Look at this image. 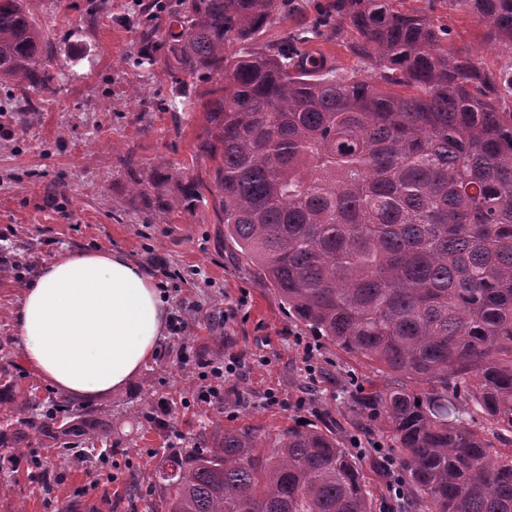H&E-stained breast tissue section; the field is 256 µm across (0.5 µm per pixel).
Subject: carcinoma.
Masks as SVG:
<instances>
[{"mask_svg":"<svg viewBox=\"0 0 512 512\" xmlns=\"http://www.w3.org/2000/svg\"><path fill=\"white\" fill-rule=\"evenodd\" d=\"M283 0H143L133 65L189 89L211 82L199 149L224 235L291 318L412 386L356 402L383 418L419 512H512V73L467 49L448 26L394 0H332L350 49L378 78L307 50L302 26L251 46ZM486 19V43L512 53V0H442ZM166 20L163 45L157 23ZM237 43L234 55L226 47ZM50 55L26 0H0V82L54 94ZM190 180L166 212L203 198ZM102 414L39 403L0 386V448L33 435L72 451L108 445ZM148 480L166 512H371L351 451L336 435L290 425L199 435Z\"/></svg>","mask_w":512,"mask_h":512,"instance_id":"1","label":"carcinoma"}]
</instances>
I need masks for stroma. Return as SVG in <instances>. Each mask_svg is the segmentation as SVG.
I'll return each mask as SVG.
<instances>
[{
  "label": "stroma",
  "instance_id": "obj_1",
  "mask_svg": "<svg viewBox=\"0 0 512 512\" xmlns=\"http://www.w3.org/2000/svg\"><path fill=\"white\" fill-rule=\"evenodd\" d=\"M329 0H289L288 10L256 40L278 42L299 23L313 22ZM407 11L440 17L451 48L476 51L492 69L512 68V56L483 42L485 20L430 0H398ZM44 45L52 51L56 95L40 118L19 126L8 118L12 89L0 85V125L10 129L0 149V256L25 264L0 276V352L38 400L55 392L22 360L14 314L24 286L61 254L120 250L152 268L170 315L184 331L168 332L159 352L125 388L94 404L111 411L104 454L60 456L30 440L14 465L0 469V512H71L74 502L100 498L108 512H163L149 473L162 454L181 453L199 434L244 425L275 436L289 424L336 433L358 459L372 512H404L409 494L394 496L396 453L381 421L351 410L354 397L383 390L390 379L377 365L312 335L288 318L279 300L239 258L213 195L162 214L157 202L180 196L187 178L210 183L215 166L198 148L201 128L167 110L177 99L171 78L146 77L133 66L128 26L138 0H28ZM227 365L221 398H198L203 362ZM168 411L153 412L158 401Z\"/></svg>",
  "mask_w": 512,
  "mask_h": 512
}]
</instances>
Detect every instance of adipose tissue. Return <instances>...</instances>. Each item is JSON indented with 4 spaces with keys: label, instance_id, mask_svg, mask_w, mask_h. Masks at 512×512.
I'll use <instances>...</instances> for the list:
<instances>
[{
    "label": "adipose tissue",
    "instance_id": "ef3b65f1",
    "mask_svg": "<svg viewBox=\"0 0 512 512\" xmlns=\"http://www.w3.org/2000/svg\"><path fill=\"white\" fill-rule=\"evenodd\" d=\"M168 299L122 251L83 250L43 265L15 313L24 361L56 391L88 405L125 388L165 336Z\"/></svg>",
    "mask_w": 512,
    "mask_h": 512
}]
</instances>
